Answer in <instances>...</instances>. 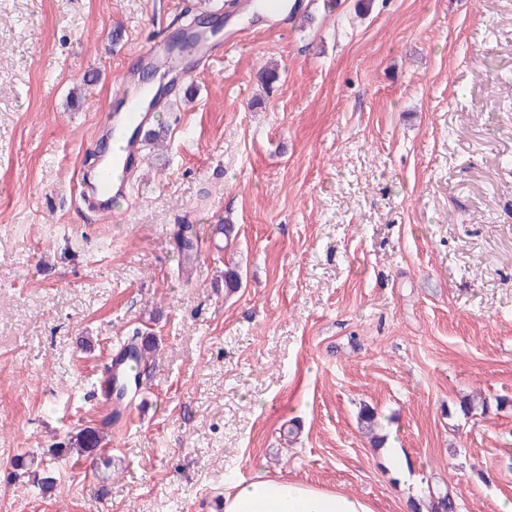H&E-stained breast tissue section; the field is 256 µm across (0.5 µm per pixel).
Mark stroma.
<instances>
[{"label":"stroma","mask_w":512,"mask_h":512,"mask_svg":"<svg viewBox=\"0 0 512 512\" xmlns=\"http://www.w3.org/2000/svg\"><path fill=\"white\" fill-rule=\"evenodd\" d=\"M301 3L272 34L227 13L113 224L71 175L115 84L202 0H0V512H220L228 480L261 476L376 512L431 483L458 512L512 499V0ZM185 223L237 232L191 277ZM136 328L150 391L79 450Z\"/></svg>","instance_id":"1"}]
</instances>
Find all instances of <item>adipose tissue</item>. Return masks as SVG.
<instances>
[{
	"label": "adipose tissue",
	"instance_id": "ef3b65f1",
	"mask_svg": "<svg viewBox=\"0 0 512 512\" xmlns=\"http://www.w3.org/2000/svg\"><path fill=\"white\" fill-rule=\"evenodd\" d=\"M221 512H375L365 498L286 478L229 482Z\"/></svg>",
	"mask_w": 512,
	"mask_h": 512
}]
</instances>
